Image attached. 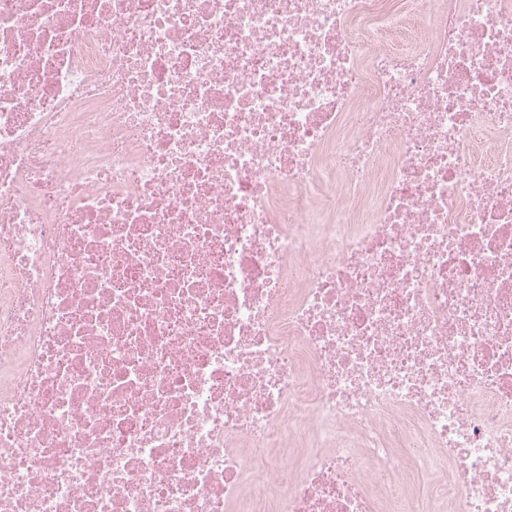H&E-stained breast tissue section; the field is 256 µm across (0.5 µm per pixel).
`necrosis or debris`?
Here are the masks:
<instances>
[{"label": "necrosis or debris", "instance_id": "obj_1", "mask_svg": "<svg viewBox=\"0 0 512 512\" xmlns=\"http://www.w3.org/2000/svg\"><path fill=\"white\" fill-rule=\"evenodd\" d=\"M0 512H512V0H0Z\"/></svg>", "mask_w": 512, "mask_h": 512}]
</instances>
